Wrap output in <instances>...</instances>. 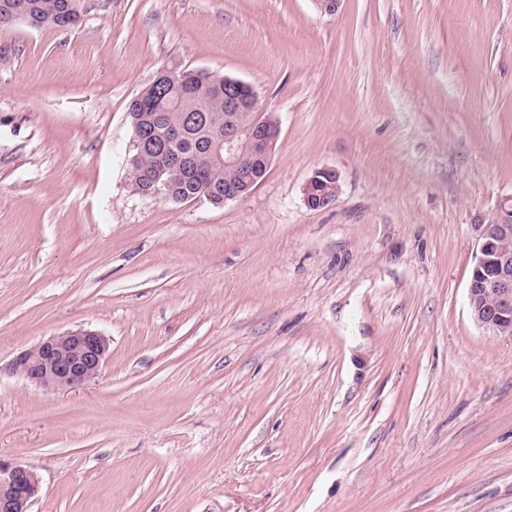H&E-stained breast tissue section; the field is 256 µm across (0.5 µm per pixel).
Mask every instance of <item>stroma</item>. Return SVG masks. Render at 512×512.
<instances>
[{
    "label": "stroma",
    "instance_id": "35a3bbf8",
    "mask_svg": "<svg viewBox=\"0 0 512 512\" xmlns=\"http://www.w3.org/2000/svg\"><path fill=\"white\" fill-rule=\"evenodd\" d=\"M77 9L0 29V359L110 343L78 389L0 377L31 512H512V337L467 300L512 198V0ZM163 69L277 120L247 197L135 191L128 105ZM339 193L338 176L332 169L316 170L304 189V203L312 210L328 206Z\"/></svg>",
    "mask_w": 512,
    "mask_h": 512
}]
</instances>
